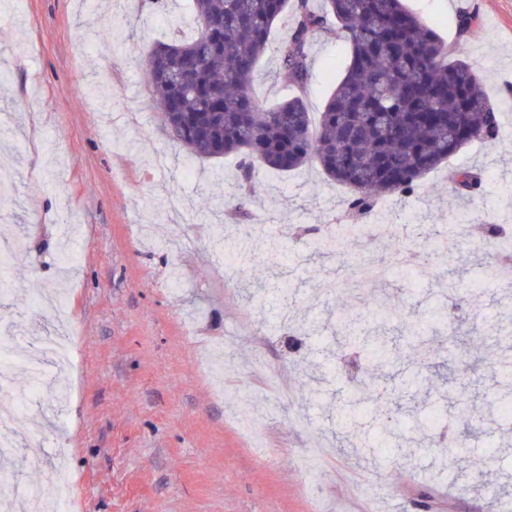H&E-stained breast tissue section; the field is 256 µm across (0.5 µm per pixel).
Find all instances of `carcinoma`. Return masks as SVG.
<instances>
[{"label": "carcinoma", "mask_w": 512, "mask_h": 512, "mask_svg": "<svg viewBox=\"0 0 512 512\" xmlns=\"http://www.w3.org/2000/svg\"><path fill=\"white\" fill-rule=\"evenodd\" d=\"M197 35L175 37L145 53L172 62L191 61L206 41L214 48L188 70L178 86L150 68V92L170 137L189 157L238 159L243 212L254 195L253 169L259 163L288 172L316 163L330 179L351 189L344 206L366 214L394 194L411 196L419 181L462 147L497 145L499 118L486 97L463 46L442 41L405 7L403 0H188ZM290 13L286 38L277 47L280 70L295 95L275 107L252 92L259 60L271 44L275 23ZM317 37L341 39L349 61L312 126L305 95L309 49ZM479 186L478 173L458 170L452 192L464 202ZM252 234L241 224L224 225V238L243 245ZM361 316L336 319L342 344L364 347L367 361L390 359L382 336L365 342ZM407 336L423 345L427 329L414 318L403 323Z\"/></svg>", "instance_id": "cac0c4a2"}]
</instances>
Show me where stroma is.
Segmentation results:
<instances>
[{
  "mask_svg": "<svg viewBox=\"0 0 512 512\" xmlns=\"http://www.w3.org/2000/svg\"><path fill=\"white\" fill-rule=\"evenodd\" d=\"M186 0L158 10L149 0H0V156L14 186L0 200V230L26 249L0 271V326L18 342L68 325L78 337L69 371L47 370L29 392L16 364L0 387V427L17 439L8 468L13 488L36 487L54 500L69 487L70 512H505L495 488L512 479V390L493 362L512 358V287L489 279L497 251L482 240L492 213L512 225V123L499 143L466 146L428 173L415 194L386 195L357 217L338 254L313 256L311 239L290 241L293 224L341 223L345 186L314 166L277 172L257 166V196L245 224L265 225L253 258L227 261L214 239L233 206L234 158L198 159L169 137L152 100L143 55L173 33L191 38ZM448 44L463 12L466 37L496 107L512 106V0H406ZM349 53L340 39L310 47L307 103L321 112ZM254 90L267 103L292 93L275 52L258 67ZM470 167L482 187L469 201L463 243L448 255L451 278L419 263L401 272L329 291L355 258L386 266L389 244L368 233L388 224L397 240L425 253L432 224L461 205L452 173ZM196 239L176 250L177 230ZM288 262L279 277L262 261L270 245ZM266 280L261 299L238 294L241 279ZM461 302L454 338L434 330L415 358L402 328H386L391 359L383 374L350 352L337 354L336 318L361 314L375 335L377 304L428 317ZM216 340L225 361L199 365ZM263 358L299 392L279 400L254 364ZM348 358V359H349ZM466 399L478 433L465 461L427 447L404 465L376 464L337 448L350 435L376 442L375 411L391 400L420 416L455 411ZM332 450L318 481L300 463L313 442Z\"/></svg>",
  "mask_w": 512,
  "mask_h": 512,
  "instance_id": "35a3bbf8",
  "label": "stroma"
}]
</instances>
